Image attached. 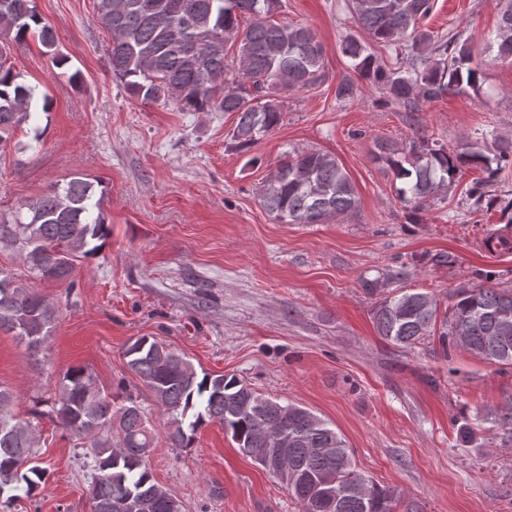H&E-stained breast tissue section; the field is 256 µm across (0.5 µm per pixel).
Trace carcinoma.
<instances>
[{"instance_id":"cac0c4a2","label":"carcinoma","mask_w":512,"mask_h":512,"mask_svg":"<svg viewBox=\"0 0 512 512\" xmlns=\"http://www.w3.org/2000/svg\"><path fill=\"white\" fill-rule=\"evenodd\" d=\"M277 0H96L100 24L110 34L108 63L113 77L145 103L172 100L189 112H235L233 139L247 149L279 123L281 99L325 78L323 46L305 26L278 25L268 16ZM358 28L376 44L401 55L388 68L354 35L342 39L351 68L407 108L431 102L462 85L476 86L471 49L454 37L425 29L420 21L432 0H348ZM253 17L241 28L239 18ZM48 54H57L53 29L32 0H0V33L22 40L34 30ZM497 54L512 57V0H507L495 35ZM0 41V146L29 122L37 96L19 82ZM375 159L400 182L398 196L420 210L448 187L466 165L484 177L468 191L481 206L485 188L512 167V148L498 141L487 153L454 154L413 140L401 148L376 143ZM94 187L83 178L20 204L13 221L0 223V252L19 255L34 279L63 283L74 261L94 255L110 235L102 214L94 213ZM266 209L283 224H322L352 215L358 198L348 173L336 158L319 151H295L265 180ZM406 275L363 279L364 291L377 297L372 320L388 344L412 348L438 335L450 346L492 363L512 366V288L461 285L440 312L424 292L390 289ZM56 309L35 289L0 270V329L15 333L36 352L44 346ZM127 368L169 416L167 436L174 448L193 446L198 430L218 422L239 452L279 480L302 512H393L396 493L365 478L354 452L329 424L310 410L283 405L235 375L197 370L183 354L151 336L124 350ZM15 397L0 386V498L32 494L47 470L30 463L34 437L29 424L13 413ZM50 413L69 434L92 450L94 477L89 497L96 512H182V503L160 486L148 464L155 432L132 395L112 396L78 366L63 376Z\"/></svg>"}]
</instances>
